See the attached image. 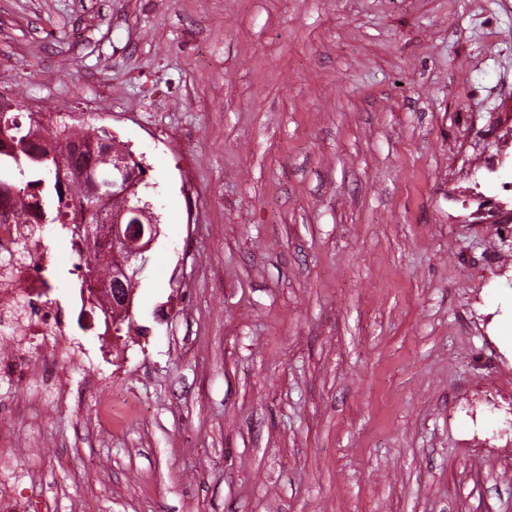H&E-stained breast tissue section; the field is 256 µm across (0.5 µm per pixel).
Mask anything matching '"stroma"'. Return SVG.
<instances>
[{
    "label": "stroma",
    "mask_w": 512,
    "mask_h": 512,
    "mask_svg": "<svg viewBox=\"0 0 512 512\" xmlns=\"http://www.w3.org/2000/svg\"><path fill=\"white\" fill-rule=\"evenodd\" d=\"M504 0H0V90L161 235L116 365L0 374L14 512H512ZM136 404L101 419L95 380ZM27 119L36 138L41 139L42 143L48 146L57 145L55 128L47 112H28Z\"/></svg>",
    "instance_id": "35a3bbf8"
}]
</instances>
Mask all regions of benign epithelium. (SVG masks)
I'll list each match as a JSON object with an SVG mask.
<instances>
[{
  "mask_svg": "<svg viewBox=\"0 0 512 512\" xmlns=\"http://www.w3.org/2000/svg\"><path fill=\"white\" fill-rule=\"evenodd\" d=\"M133 156L128 153L114 157L112 173L96 184L97 190L110 192L122 186L129 178ZM144 210L135 206L108 219L112 224V242L122 248L119 269L112 276V306L132 313L137 276L146 268L153 243L160 235L157 224H140L134 216H143Z\"/></svg>",
  "mask_w": 512,
  "mask_h": 512,
  "instance_id": "7a95c632",
  "label": "benign epithelium"
}]
</instances>
